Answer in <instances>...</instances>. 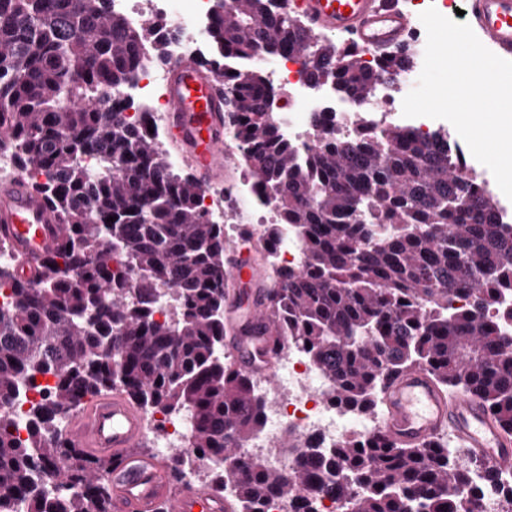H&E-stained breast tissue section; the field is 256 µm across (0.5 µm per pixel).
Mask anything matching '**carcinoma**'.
Masks as SVG:
<instances>
[{
	"label": "carcinoma",
	"mask_w": 512,
	"mask_h": 512,
	"mask_svg": "<svg viewBox=\"0 0 512 512\" xmlns=\"http://www.w3.org/2000/svg\"><path fill=\"white\" fill-rule=\"evenodd\" d=\"M285 2L215 6L206 59L224 78L227 137L242 139L257 199L276 213L266 259L286 231L303 255L298 267L270 266L265 300L278 336L310 345L340 407L378 404L389 374L421 366L512 432V331L491 313L512 299V224L499 222L492 196L437 133L391 124L374 139H347L318 119L311 147L281 136L247 59L300 56L309 81L356 101L409 65L381 51L372 67L310 37ZM178 34L161 22L133 26L111 0H0V152L62 227L42 276L24 278L13 252L0 265V512H17L21 498L30 512H112V464L82 457L62 426L85 399L112 391L189 419L187 447L212 459L209 488L224 512H261L275 497L315 512L319 496L348 512H473L448 488L495 483L497 472L434 444L408 448L378 431L329 456L308 446L287 473L245 451L262 429L261 399L224 360V225L201 211L194 178L175 172L112 101L168 58ZM168 291L178 311L159 322ZM45 376L54 384L42 386ZM27 390L40 399L21 439L10 405ZM190 461L165 459L175 482Z\"/></svg>",
	"instance_id": "1"
}]
</instances>
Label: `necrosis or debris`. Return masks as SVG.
<instances>
[{
  "instance_id": "necrosis-or-debris-1",
  "label": "necrosis or debris",
  "mask_w": 512,
  "mask_h": 512,
  "mask_svg": "<svg viewBox=\"0 0 512 512\" xmlns=\"http://www.w3.org/2000/svg\"><path fill=\"white\" fill-rule=\"evenodd\" d=\"M217 0H112L113 12L130 22L141 23L153 15L176 20L179 36L167 52L171 58L203 54L210 46L209 30ZM266 86L272 91V117L281 133L291 141L303 144L313 116H320L329 127L353 137L371 135L388 125L390 119L402 116L401 85L385 89L380 101L371 102L367 113H359L350 99L338 98L335 88L313 85L305 77L303 59L294 56H267L261 60ZM163 80L147 71L134 83L116 89L114 100L127 103V114L133 120H147L156 141L166 136L165 112L162 108ZM253 186L245 182L228 188L205 189L202 206L208 217L222 221L227 237H237L242 224L254 218L243 215L237 207L240 194H252ZM262 397L261 432L252 440L253 448L273 468L293 465L294 453L285 448L281 436L294 431L302 441L316 439L319 448L328 450L337 444L368 437L380 424L378 412H343L331 400L332 384L312 363L307 350L290 345L282 349L276 361L274 381L255 379ZM512 485V469L499 472L498 486L474 489L465 485L452 490L458 500L470 502L473 512H502L505 503L501 486Z\"/></svg>"
}]
</instances>
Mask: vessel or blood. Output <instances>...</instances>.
I'll use <instances>...</instances> for the list:
<instances>
[{
  "label": "vessel or blood",
  "mask_w": 512,
  "mask_h": 512,
  "mask_svg": "<svg viewBox=\"0 0 512 512\" xmlns=\"http://www.w3.org/2000/svg\"><path fill=\"white\" fill-rule=\"evenodd\" d=\"M311 36L332 33L363 48H400L411 20L402 0H295ZM463 22L499 57L512 60V0H462ZM167 135L188 160L200 187L218 181L224 169V84L199 60L170 61L165 83ZM58 224L45 199L22 177L0 180V242L26 255L33 272L54 250ZM227 278L254 281L258 273L239 246L227 250ZM237 334L229 342L237 370L274 378L279 341L255 294L245 314L230 312ZM380 429L397 443L422 447L451 432L468 457L493 469L512 468V433L477 400L446 394L421 367L390 375L383 389ZM145 431L141 409L126 394H100L70 419L67 437L84 457L111 462L113 512H224V502L203 488L176 490L170 473L153 455L138 452Z\"/></svg>",
  "instance_id": "b4317fda"
}]
</instances>
